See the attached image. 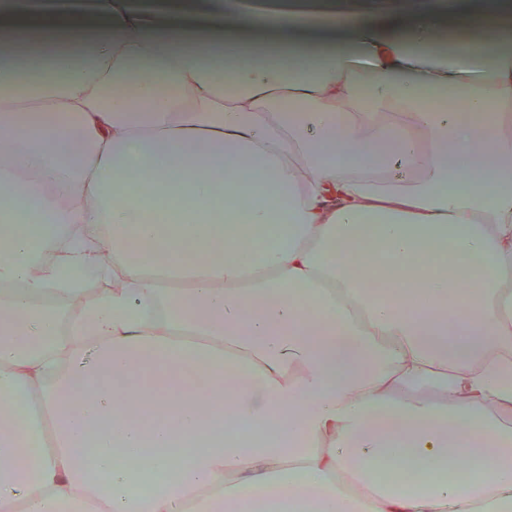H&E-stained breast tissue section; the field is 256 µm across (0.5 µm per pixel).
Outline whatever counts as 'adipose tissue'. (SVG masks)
Returning a JSON list of instances; mask_svg holds the SVG:
<instances>
[{
    "mask_svg": "<svg viewBox=\"0 0 512 512\" xmlns=\"http://www.w3.org/2000/svg\"><path fill=\"white\" fill-rule=\"evenodd\" d=\"M445 8L0 0V399L50 443L0 430V512H512V0L443 58ZM66 267L116 286L63 344ZM393 453L469 476L387 488Z\"/></svg>",
    "mask_w": 512,
    "mask_h": 512,
    "instance_id": "obj_1",
    "label": "adipose tissue"
}]
</instances>
